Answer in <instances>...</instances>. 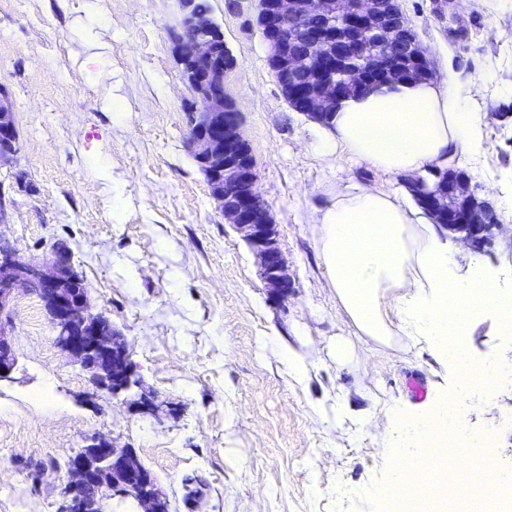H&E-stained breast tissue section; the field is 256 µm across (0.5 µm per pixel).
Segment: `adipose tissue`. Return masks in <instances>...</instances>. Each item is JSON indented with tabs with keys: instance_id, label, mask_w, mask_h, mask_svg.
<instances>
[{
	"instance_id": "ef3b65f1",
	"label": "adipose tissue",
	"mask_w": 512,
	"mask_h": 512,
	"mask_svg": "<svg viewBox=\"0 0 512 512\" xmlns=\"http://www.w3.org/2000/svg\"><path fill=\"white\" fill-rule=\"evenodd\" d=\"M481 122L467 92L453 79L387 84L338 103L319 124L315 151L325 160L344 158L385 174L419 176L448 168L475 146ZM309 222L326 286L358 336L354 343L337 340V359L356 349L370 353L374 343L391 335L387 309L396 291L434 349L465 373L474 368L465 351L472 320L492 311L502 325H512V296L479 271L459 279L453 267L462 244H449L445 231L407 193L340 185ZM466 396L461 389L438 398L420 415L396 411L386 416L384 436L402 430L415 443L410 452L398 445L392 450L395 478L385 491L388 501L425 498L436 512H447L450 491L462 489L454 478L470 464L467 455L448 445L449 434L458 429L454 409Z\"/></svg>"
}]
</instances>
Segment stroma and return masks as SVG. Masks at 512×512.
Returning <instances> with one entry per match:
<instances>
[{"label": "stroma", "mask_w": 512, "mask_h": 512, "mask_svg": "<svg viewBox=\"0 0 512 512\" xmlns=\"http://www.w3.org/2000/svg\"><path fill=\"white\" fill-rule=\"evenodd\" d=\"M236 67L226 90L243 119L294 288L270 299L259 260L227 224L187 143L192 98L168 29L175 0H0V89L13 102L18 152L0 166L10 200L0 242L40 261L66 241L95 311L126 337L161 419L94 388L55 342L35 294L18 292L6 333L16 357L0 382V512H64L66 462L88 438L135 449L170 512H385L395 470L373 419L424 410L454 392L456 369L392 315L376 354L337 360L352 338L307 222L336 184L402 187L314 151L312 119L289 107L267 62L259 0H209ZM435 74L464 84L486 114L469 176L499 223L512 225V0H401ZM512 294V237L456 257ZM287 344L311 362L289 375ZM479 363H512V329L487 312L467 329ZM466 424L488 455L512 462V387L470 388Z\"/></svg>", "instance_id": "35a3bbf8"}]
</instances>
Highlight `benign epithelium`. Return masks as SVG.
<instances>
[{
    "label": "benign epithelium",
    "mask_w": 512,
    "mask_h": 512,
    "mask_svg": "<svg viewBox=\"0 0 512 512\" xmlns=\"http://www.w3.org/2000/svg\"><path fill=\"white\" fill-rule=\"evenodd\" d=\"M179 27L196 32L190 49L175 37L173 44L184 83L198 107L190 112L187 143L204 172L211 197L224 218L242 235L259 259L264 283L273 299L288 297L294 282L279 248L277 231L263 198L252 155L236 146L245 142L241 116L225 92V78L236 60L224 43L220 26L208 14L191 8L192 0H177ZM296 23L285 31L284 20ZM261 25L270 66L287 68L294 83L284 93L295 111L318 120L327 116L350 87L368 82L393 59H403L409 72L429 77L425 52L418 45L406 49L401 33L409 30L399 0H267ZM299 36L306 49L284 52L285 40ZM17 153L14 107L0 90V163ZM419 190L439 224L471 249L490 244L494 230L502 228L484 201L478 200L465 176L448 177L442 191L418 180ZM79 274L72 268L68 251L55 250L49 261L36 262L19 250L0 245V313L15 291L23 289L48 303L56 343L69 354L98 387L118 396L133 387L140 393L135 411L161 419L163 402L142 388L131 365L126 339L110 321L92 311L87 295L76 287ZM15 365L12 346L0 326V381L10 378ZM66 470L70 505L67 512H102L96 491H110L133 501L139 512H168L170 502L154 475L132 448L105 437H95L69 457Z\"/></svg>",
    "instance_id": "benign-epithelium-1"
}]
</instances>
